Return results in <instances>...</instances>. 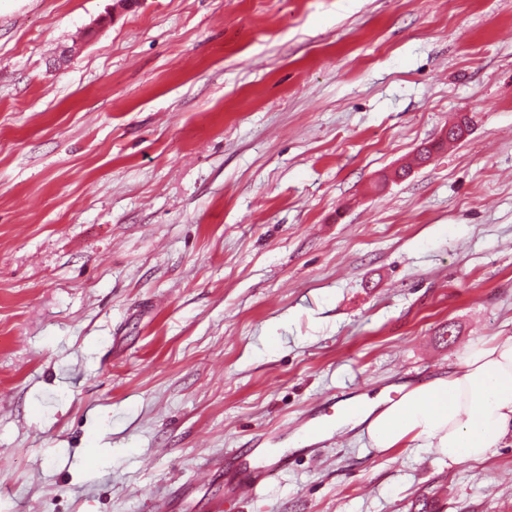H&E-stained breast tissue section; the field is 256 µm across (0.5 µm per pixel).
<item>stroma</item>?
Instances as JSON below:
<instances>
[{
  "label": "stroma",
  "mask_w": 512,
  "mask_h": 512,
  "mask_svg": "<svg viewBox=\"0 0 512 512\" xmlns=\"http://www.w3.org/2000/svg\"><path fill=\"white\" fill-rule=\"evenodd\" d=\"M508 335L512 0H0V512H512V437L294 427ZM336 402L320 400L315 402L310 411L306 414L303 421L300 422V428H303V434L307 442V447L301 448L302 450L311 451L317 445L323 443L320 441L325 435H332L331 438L336 436L335 430L328 426L326 417H330L334 413V405ZM247 455H238L234 458L238 466L245 471L243 479L226 484L225 495L230 498H240L255 488L271 472L283 469L288 464L287 457L264 454L262 464L251 466L247 461Z\"/></svg>",
  "instance_id": "1"
}]
</instances>
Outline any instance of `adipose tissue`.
Returning <instances> with one entry per match:
<instances>
[{
	"instance_id": "adipose-tissue-1",
	"label": "adipose tissue",
	"mask_w": 512,
	"mask_h": 512,
	"mask_svg": "<svg viewBox=\"0 0 512 512\" xmlns=\"http://www.w3.org/2000/svg\"><path fill=\"white\" fill-rule=\"evenodd\" d=\"M343 422L364 425L379 451L423 441L449 463H479L512 431V335L473 345L457 369L398 398L352 404Z\"/></svg>"
}]
</instances>
